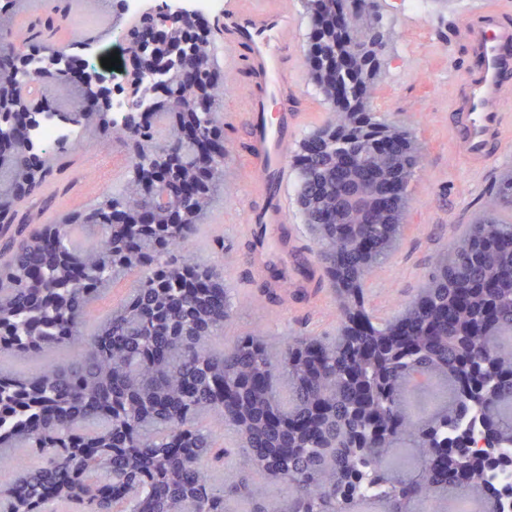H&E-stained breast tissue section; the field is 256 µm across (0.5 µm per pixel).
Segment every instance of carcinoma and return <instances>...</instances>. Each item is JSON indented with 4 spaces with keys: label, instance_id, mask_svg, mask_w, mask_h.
Returning <instances> with one entry per match:
<instances>
[{
    "label": "carcinoma",
    "instance_id": "cac0c4a2",
    "mask_svg": "<svg viewBox=\"0 0 512 512\" xmlns=\"http://www.w3.org/2000/svg\"><path fill=\"white\" fill-rule=\"evenodd\" d=\"M62 2L30 15L19 37L18 0H0L1 98L51 96L58 73L20 80L17 72L30 49L60 44ZM358 2L319 0L312 11L313 78L327 99L339 87L359 101L380 74L387 32L377 0L362 26L336 27V13L355 14ZM193 80L209 96L207 111L196 113L201 141H221L219 75L205 67ZM84 99L73 93L67 120L115 132L129 175L121 190H105L101 200L56 220L60 232H48L43 210L27 202L67 168V144L47 159L0 149L11 155L0 166V184L11 189L0 211V356L41 358L29 372L0 369V461H15L18 448L41 461L21 469L4 512H46L52 501L80 512H225L228 500L245 503L246 512H344L366 500V479L382 487L372 500L384 512H413L423 500L460 489L501 512L486 475L512 448V218H501L512 213L511 171L497 185L493 208L437 260L419 297L401 317L382 320L366 307L364 281L404 233L421 154L407 150L395 162L378 154L379 137L393 125L366 102L361 121L327 118L318 129L327 153L300 156L296 195L316 231L344 335L328 342L290 336L281 356L255 333L218 349L233 297L206 262L171 258L203 231L224 192V161L204 174L197 144L176 137L174 116L195 113V94L173 78L145 122L123 127L88 118ZM161 149L176 158L168 183L176 202L167 208L137 176ZM341 149L398 181L395 208L352 211L356 183L337 171ZM114 204L124 207L121 217L153 212L156 223L109 224ZM130 277L126 293L96 319L97 303ZM72 348L74 360L56 358ZM417 374L448 390L424 416L408 398ZM467 413L492 457L459 433ZM205 414L223 416L244 448L220 485L211 468L224 466V446L199 424ZM399 444L415 453L404 472L386 465ZM273 470L288 496H270L257 481Z\"/></svg>",
    "mask_w": 512,
    "mask_h": 512
}]
</instances>
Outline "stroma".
Segmentation results:
<instances>
[{"mask_svg":"<svg viewBox=\"0 0 512 512\" xmlns=\"http://www.w3.org/2000/svg\"><path fill=\"white\" fill-rule=\"evenodd\" d=\"M468 5L469 0H427L423 12L417 14L406 11L403 0L379 2L383 23L391 33L385 64L369 104L372 111L410 132L422 154L405 214L407 227L394 254L372 272L366 288L370 307L383 318H397L416 298L438 257L490 204L503 172L512 170V144L477 174L466 167L448 139L451 93L468 63L460 38ZM120 10L115 0H78L77 29L91 38L97 58L122 51L119 36L112 31ZM249 85L250 76L243 68L224 88V191L207 217L208 223L223 225V245L205 246L195 238L183 252L217 266L225 287L235 293L237 308L224 330V343L252 331L275 342L297 333L336 337L341 317L333 300V286L317 267L316 241L302 221L296 198L288 200V231L302 256L315 266L314 282L306 288H267L254 275L248 244L239 231L247 198L237 180L247 142L236 117ZM293 104L298 111L310 112L311 119L297 134L288 157L292 164L302 152L304 139L329 113L309 80L297 89ZM81 143L74 164L64 175L73 196L100 177L101 159L111 158L113 169L125 168L119 144L92 131L82 132Z\"/></svg>","mask_w":512,"mask_h":512,"instance_id":"stroma-1","label":"stroma"}]
</instances>
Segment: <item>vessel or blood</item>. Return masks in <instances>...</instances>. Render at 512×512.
<instances>
[{"instance_id": "b4317fda", "label": "vessel or blood", "mask_w": 512, "mask_h": 512, "mask_svg": "<svg viewBox=\"0 0 512 512\" xmlns=\"http://www.w3.org/2000/svg\"><path fill=\"white\" fill-rule=\"evenodd\" d=\"M299 24L292 0H224L216 26L225 73L246 66L254 82L244 104L248 149L238 179L250 199L243 233L272 288L291 279L306 287L312 278L285 231L293 179L288 153L305 123L304 113L288 107L304 77L288 66V38ZM462 30L471 65L451 99L448 132L466 164L480 172L512 141V0H472Z\"/></svg>"}]
</instances>
